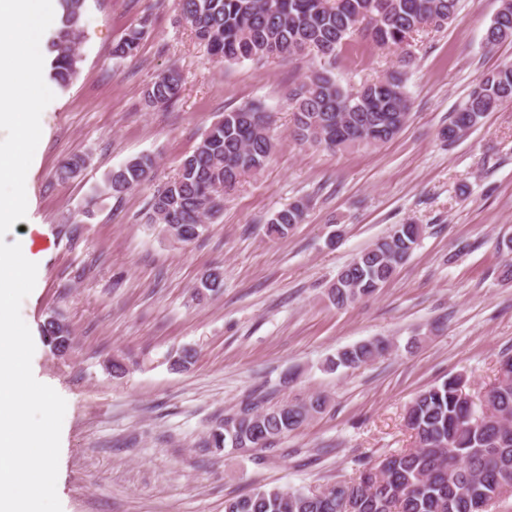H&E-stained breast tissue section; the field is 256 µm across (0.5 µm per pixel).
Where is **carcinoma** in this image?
<instances>
[{"mask_svg":"<svg viewBox=\"0 0 512 512\" xmlns=\"http://www.w3.org/2000/svg\"><path fill=\"white\" fill-rule=\"evenodd\" d=\"M59 26L50 43L51 78L68 86L78 71L77 38L84 0H58ZM181 16L215 62L251 60L269 63L315 53L336 61L347 41L359 35L377 47L398 53L397 69L345 89L328 71H315L291 94L292 133L296 140L331 150L380 147L395 138L410 111L407 69L415 61L412 43L424 29L452 21L460 0H178ZM143 30L132 29L112 47V56L136 53ZM512 39V0H501L485 35L494 46ZM183 78L170 67L145 90L154 105L179 99ZM512 101V62L480 77L441 135L455 142L481 124L485 116ZM269 115L260 102L224 113L180 162L176 174L152 195L147 221L161 225L163 235L188 245L208 228L221 209L215 207V187L224 192L258 177L273 152ZM85 159L69 157L56 175L65 182L83 169ZM154 178L148 156L129 160L110 171L104 189L116 198ZM310 201L296 199L275 212L265 224L269 238L288 235L304 221ZM175 214L176 227L167 217ZM424 233L421 224H398L361 252L337 274L329 300L338 307L353 304L382 288L407 260ZM44 341L55 351L67 347L70 331L63 319L44 323ZM387 349L382 340L340 352L331 366L358 368ZM465 381L450 378L420 392L406 411L414 447L384 456L385 474L373 481L360 472L349 482L323 488L258 487L229 499L224 512H475L481 499H491L512 480V371L496 377L487 393L489 413L470 424L462 400ZM326 400L264 409L256 403L241 408L211 431L207 446H231L247 453L272 448L288 433L320 411Z\"/></svg>","mask_w":512,"mask_h":512,"instance_id":"1","label":"carcinoma"}]
</instances>
